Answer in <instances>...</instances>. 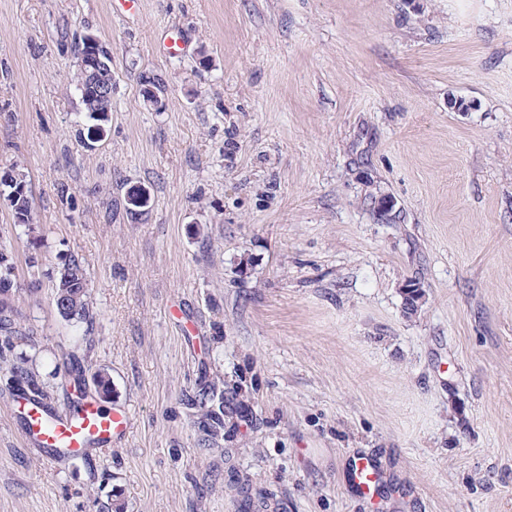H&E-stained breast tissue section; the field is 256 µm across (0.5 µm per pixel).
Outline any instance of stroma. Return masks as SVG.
Wrapping results in <instances>:
<instances>
[{
	"mask_svg": "<svg viewBox=\"0 0 512 512\" xmlns=\"http://www.w3.org/2000/svg\"><path fill=\"white\" fill-rule=\"evenodd\" d=\"M88 33L112 54L94 142ZM15 168L33 233L0 199V235L29 337L0 356V512H244L245 484L278 512H512V0H0ZM72 255L83 336L51 298ZM77 340L131 424L48 462L11 366L64 408ZM205 381L238 410L210 441L185 400ZM357 452L389 477L376 496ZM83 41L86 45H94L99 42L98 38L91 34L84 35V40H81V44ZM81 44L80 50H75L74 52L76 66L82 71H87V73L77 75L76 89L82 105L81 112H83L87 120V139H91L98 133V122L101 121L100 118L105 117V115L112 110V97L108 99L96 97L94 90H92L94 86H112V61L110 56L102 55V45L96 48L90 46L89 48L96 49L101 54V57H104L103 63H101L99 54H89L87 50L82 49ZM99 63H101L100 66ZM97 67L98 69H96ZM95 69L96 71L88 72L89 70ZM97 92L98 96H102L106 93V89L99 87L97 88ZM353 473L358 484L364 486L368 492L377 490L381 485L380 476L369 458L357 457Z\"/></svg>",
	"mask_w": 512,
	"mask_h": 512,
	"instance_id": "obj_1",
	"label": "stroma"
}]
</instances>
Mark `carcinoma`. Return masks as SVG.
Returning a JSON list of instances; mask_svg holds the SVG:
<instances>
[{
	"label": "carcinoma",
	"mask_w": 512,
	"mask_h": 512,
	"mask_svg": "<svg viewBox=\"0 0 512 512\" xmlns=\"http://www.w3.org/2000/svg\"><path fill=\"white\" fill-rule=\"evenodd\" d=\"M112 84V61L103 58L98 69L77 75V91L82 112L86 119L87 138L98 133L100 119L112 111V99L95 96L93 87ZM4 200L14 213L15 225L30 231L31 211L25 174L20 170L11 172V183L3 185ZM14 256L12 248L0 244V347L10 350L16 341L26 339L23 333L22 314L11 303L13 289ZM52 296L54 307L60 317L72 327L79 329L93 319L91 284L81 261L71 257L56 270ZM18 381L43 399L47 398L38 376L20 366L14 368ZM96 393L103 400L112 395V376L105 368L97 369L91 376ZM191 405L205 411L207 421L206 436L217 437L224 430V390L214 383L205 384L190 396Z\"/></svg>",
	"instance_id": "1"
}]
</instances>
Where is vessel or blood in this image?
<instances>
[{
    "label": "vessel or blood",
    "instance_id": "1",
    "mask_svg": "<svg viewBox=\"0 0 512 512\" xmlns=\"http://www.w3.org/2000/svg\"><path fill=\"white\" fill-rule=\"evenodd\" d=\"M75 401V409L66 413L46 409L32 401H19L24 442L41 449L50 460L59 455L106 452L125 438L130 426V413L126 407L105 410L98 399L85 394L76 396ZM353 473L359 485L367 490H377L381 484L369 458H356Z\"/></svg>",
    "mask_w": 512,
    "mask_h": 512
}]
</instances>
